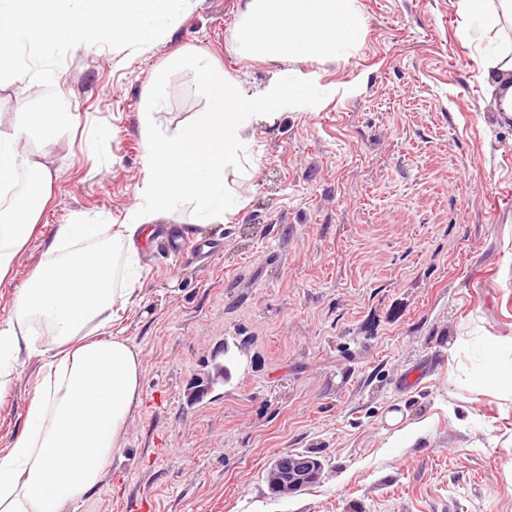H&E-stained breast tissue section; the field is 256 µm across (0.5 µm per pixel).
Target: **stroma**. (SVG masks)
<instances>
[{
    "label": "stroma",
    "instance_id": "35a3bbf8",
    "mask_svg": "<svg viewBox=\"0 0 512 512\" xmlns=\"http://www.w3.org/2000/svg\"><path fill=\"white\" fill-rule=\"evenodd\" d=\"M244 6L195 0L171 38L135 53L71 49L54 88L76 119L27 146L53 173L51 201L0 284V319L58 225L119 224L137 204L154 79L163 131L207 110L175 51L210 53L249 97L278 73L330 89L248 131L255 166L230 223L198 225L189 201L162 220L215 243L206 264L167 235L141 244V300L123 322L141 402L80 512H512V399L462 380L467 342L512 337V118L484 87L478 24L458 0H357L349 55L270 64L230 41ZM47 345L0 394V449L25 428ZM228 353L231 378L190 401ZM394 412L423 435L392 442ZM310 449L320 483L273 495L274 456Z\"/></svg>",
    "mask_w": 512,
    "mask_h": 512
}]
</instances>
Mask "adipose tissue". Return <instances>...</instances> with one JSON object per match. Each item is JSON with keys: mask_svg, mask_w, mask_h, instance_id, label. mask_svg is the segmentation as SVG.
<instances>
[{"mask_svg": "<svg viewBox=\"0 0 512 512\" xmlns=\"http://www.w3.org/2000/svg\"><path fill=\"white\" fill-rule=\"evenodd\" d=\"M355 14V0H247L232 39L245 57L264 62L333 58L357 43ZM173 62L195 70L210 111L175 133L162 131L155 113L167 92L155 81L140 119L146 165L137 208L110 228L81 218L59 225L47 261L0 320V392L22 356L42 335L51 337L26 429L0 451V512H69L100 484L122 453L142 390L140 354L114 326L139 298L138 245L149 225L183 200L194 203L199 225L228 222L243 207L228 179H248L253 166L246 130L324 92L317 81L284 77L250 98L206 54L181 52ZM483 78L495 110L512 116V46L484 58ZM74 118L70 99L57 93L0 130V283L51 195L48 164L19 145L33 131L54 140ZM118 270L121 288L113 285ZM472 378L484 393L512 395V337L483 339Z\"/></svg>", "mask_w": 512, "mask_h": 512, "instance_id": "ef3b65f1", "label": "adipose tissue"}]
</instances>
